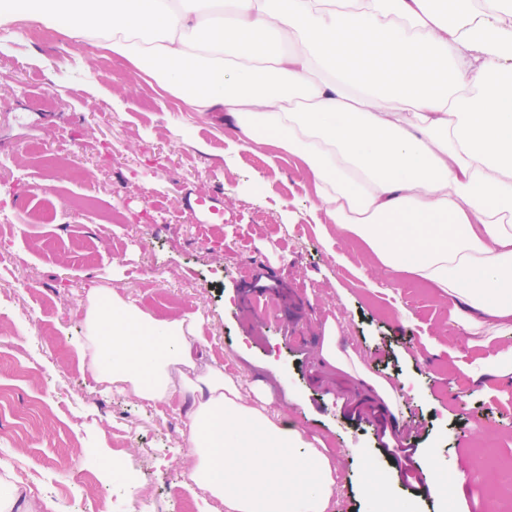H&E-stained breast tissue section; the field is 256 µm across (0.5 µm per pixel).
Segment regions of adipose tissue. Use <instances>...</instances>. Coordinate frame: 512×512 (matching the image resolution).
Returning a JSON list of instances; mask_svg holds the SVG:
<instances>
[{"label": "adipose tissue", "instance_id": "obj_1", "mask_svg": "<svg viewBox=\"0 0 512 512\" xmlns=\"http://www.w3.org/2000/svg\"><path fill=\"white\" fill-rule=\"evenodd\" d=\"M23 21L222 113L243 152L287 150L334 231L438 288L458 334L512 333V0H0V34ZM198 321L96 288L79 356L136 399L193 394L185 473L225 512H328L327 448L200 364ZM322 355L396 410L338 337Z\"/></svg>", "mask_w": 512, "mask_h": 512}]
</instances>
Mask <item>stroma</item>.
<instances>
[{"instance_id": "35a3bbf8", "label": "stroma", "mask_w": 512, "mask_h": 512, "mask_svg": "<svg viewBox=\"0 0 512 512\" xmlns=\"http://www.w3.org/2000/svg\"><path fill=\"white\" fill-rule=\"evenodd\" d=\"M65 94H57L56 86ZM221 116L202 122L133 76L119 57L22 26L0 40V460L27 512H184L187 406L96 383L77 347L87 295L120 294L159 316L202 312L204 360L260 385L285 418L324 442L342 473L330 512H371L366 466L401 512H512V380L483 379L502 340L442 335L447 299L408 274L371 268L356 237L325 236L297 160L237 151ZM264 284L257 314L246 290ZM298 300L303 336L337 332L374 374L406 382L398 413H347L359 379L285 340ZM423 418L416 459L464 471L434 499L402 481L377 436ZM127 468H112L115 456Z\"/></svg>"}]
</instances>
